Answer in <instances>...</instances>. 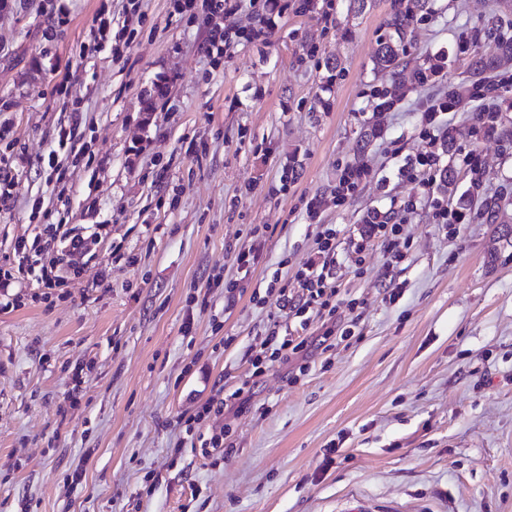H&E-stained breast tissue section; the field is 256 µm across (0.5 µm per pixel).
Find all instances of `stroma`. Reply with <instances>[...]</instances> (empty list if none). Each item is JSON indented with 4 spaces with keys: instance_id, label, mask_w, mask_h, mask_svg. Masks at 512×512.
I'll list each match as a JSON object with an SVG mask.
<instances>
[{
    "instance_id": "obj_1",
    "label": "stroma",
    "mask_w": 512,
    "mask_h": 512,
    "mask_svg": "<svg viewBox=\"0 0 512 512\" xmlns=\"http://www.w3.org/2000/svg\"><path fill=\"white\" fill-rule=\"evenodd\" d=\"M501 2L431 0L404 58L441 49L442 70L378 114L391 77L373 58L397 0H238L221 55L206 12L174 0H0V254L49 211L98 232L74 284L29 282L0 311V512H512V246L490 258L501 227L484 214L512 218V87L442 116L458 178L431 190L463 223H435L426 200L404 210L418 188L398 173L425 145L422 103L495 54L483 28ZM101 9L134 31L119 54L90 31ZM489 108L495 127L472 134ZM358 160L371 176L338 201ZM375 211L400 226L399 264L379 239L355 262ZM324 224L352 336L235 399L270 314L289 339L320 336V317L280 314L269 285L299 292ZM211 399L223 414L180 440ZM217 433L223 453H205Z\"/></svg>"
}]
</instances>
